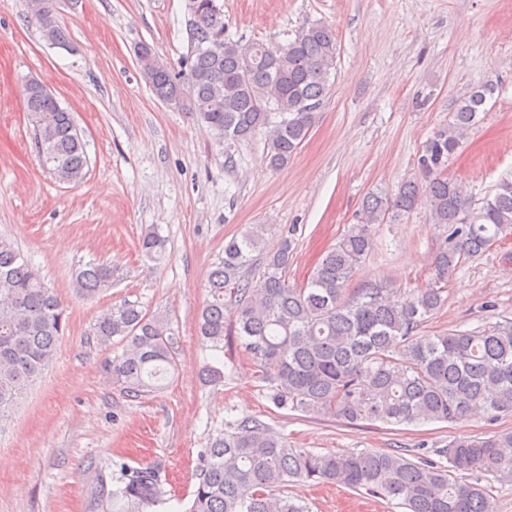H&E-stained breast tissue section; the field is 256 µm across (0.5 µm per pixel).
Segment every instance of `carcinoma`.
Here are the masks:
<instances>
[{
	"mask_svg": "<svg viewBox=\"0 0 512 512\" xmlns=\"http://www.w3.org/2000/svg\"><path fill=\"white\" fill-rule=\"evenodd\" d=\"M188 8L194 45L187 71L176 72L166 61L142 64L153 92L163 102L181 98L174 110L190 113L220 142L266 132L269 167L286 166L331 89L335 32L311 24L273 48L224 36L216 0H189ZM495 91L494 83L481 82L456 102L448 127L423 145L416 176L367 196L358 223L321 255L305 283L288 280L294 261L288 240L263 259L257 277L246 276L266 224H250L224 243L197 323L198 339L215 360L202 367L205 384L224 380L221 354L235 346L248 356L255 380L276 408L306 416L401 425L456 421L477 408L492 420L512 413V319L428 334L424 326L443 305V288L401 296L390 282L371 277L350 287L373 247V226L400 221L422 203L442 231L433 257L440 281L512 231V172L480 200L446 174L448 158ZM23 104L44 165L62 182L83 180L85 142L71 112L40 92H23ZM162 247L155 232L141 242L152 259ZM114 279L112 266L88 262L74 288L93 300ZM227 298L237 306L230 320L224 316ZM67 326L66 310L39 269L0 238V419L53 361ZM93 336L106 348L116 339L125 343L109 369L129 396L161 390L177 368L176 339L163 314L114 305L98 314ZM436 454L448 467L398 451L315 453L288 447L283 434L244 416L199 451L185 512H310L288 486L311 481L397 500L406 512H494L486 488L465 478L491 474L512 483V431L461 436ZM115 467L111 480L97 483L95 505L110 504L113 512H168L173 497L163 487L162 461Z\"/></svg>",
	"mask_w": 512,
	"mask_h": 512,
	"instance_id": "1",
	"label": "carcinoma"
}]
</instances>
